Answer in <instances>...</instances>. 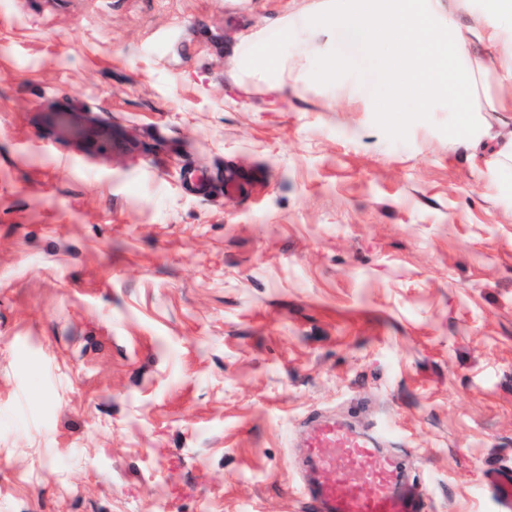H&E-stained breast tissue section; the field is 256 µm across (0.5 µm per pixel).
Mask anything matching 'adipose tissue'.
Wrapping results in <instances>:
<instances>
[{"label":"adipose tissue","mask_w":512,"mask_h":512,"mask_svg":"<svg viewBox=\"0 0 512 512\" xmlns=\"http://www.w3.org/2000/svg\"><path fill=\"white\" fill-rule=\"evenodd\" d=\"M326 0L314 14L299 12L288 18L289 27L301 30L315 56L317 70L328 81L336 79L334 53L338 29L351 30L372 52L387 61L384 79L389 88L386 108L411 98L414 111H424L437 96L463 102L488 82L483 61L474 54L475 41L501 51L498 81L512 83V0ZM465 14L467 24L454 20ZM278 35L259 37L243 49L239 66L258 78L284 74L286 58ZM512 112V96L487 99L485 106L469 108L457 142L473 153L489 152L496 166L512 164V131L492 140L484 112Z\"/></svg>","instance_id":"1"}]
</instances>
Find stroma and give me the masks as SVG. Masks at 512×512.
I'll use <instances>...</instances> for the list:
<instances>
[{
    "label": "stroma",
    "instance_id": "obj_1",
    "mask_svg": "<svg viewBox=\"0 0 512 512\" xmlns=\"http://www.w3.org/2000/svg\"><path fill=\"white\" fill-rule=\"evenodd\" d=\"M320 0H0V512H304L319 413L427 512L512 469V170L463 110L242 78ZM95 118L86 149L47 111Z\"/></svg>",
    "mask_w": 512,
    "mask_h": 512
}]
</instances>
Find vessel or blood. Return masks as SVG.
Wrapping results in <instances>:
<instances>
[{
	"label": "vessel or blood",
	"instance_id": "obj_1",
	"mask_svg": "<svg viewBox=\"0 0 512 512\" xmlns=\"http://www.w3.org/2000/svg\"><path fill=\"white\" fill-rule=\"evenodd\" d=\"M378 443L342 422L314 421L303 445L324 478L305 489V512H426L419 491L405 487L398 456Z\"/></svg>",
	"mask_w": 512,
	"mask_h": 512
}]
</instances>
